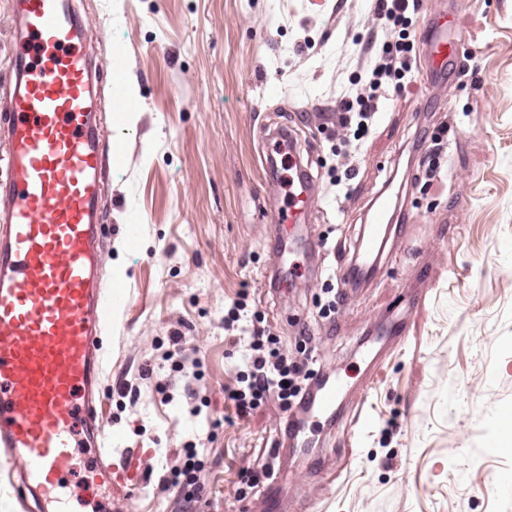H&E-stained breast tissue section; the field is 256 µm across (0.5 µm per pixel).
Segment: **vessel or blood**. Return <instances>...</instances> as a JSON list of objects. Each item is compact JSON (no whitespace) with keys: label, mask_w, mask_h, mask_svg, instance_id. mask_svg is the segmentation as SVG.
<instances>
[{"label":"vessel or blood","mask_w":512,"mask_h":512,"mask_svg":"<svg viewBox=\"0 0 512 512\" xmlns=\"http://www.w3.org/2000/svg\"><path fill=\"white\" fill-rule=\"evenodd\" d=\"M13 91L0 102V137L9 179L0 183V492L13 512H74L75 491L59 490L73 451L90 449L94 476L109 497L139 484L149 453H114L102 423L101 382L108 355L102 334L128 303L99 278V175L125 144H102L90 101L95 67L81 41L70 0H10ZM433 79L447 76L448 24L433 20L421 36ZM277 224H301L330 207L309 183L289 181ZM392 207L378 197L361 244L378 258ZM345 389L315 385L304 418L333 419Z\"/></svg>","instance_id":"b4317fda"}]
</instances>
